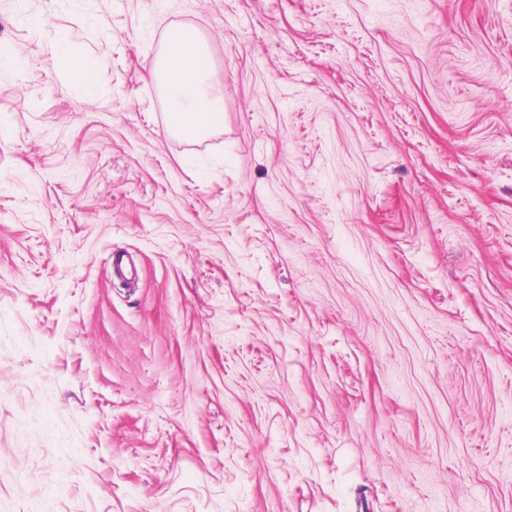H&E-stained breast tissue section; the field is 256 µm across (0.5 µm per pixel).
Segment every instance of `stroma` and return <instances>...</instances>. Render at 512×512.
<instances>
[{
	"instance_id": "1",
	"label": "stroma",
	"mask_w": 512,
	"mask_h": 512,
	"mask_svg": "<svg viewBox=\"0 0 512 512\" xmlns=\"http://www.w3.org/2000/svg\"><path fill=\"white\" fill-rule=\"evenodd\" d=\"M0 512H512V0H0ZM152 73L170 100L173 134L195 139L224 126V90L210 82L211 56L196 31L173 30L167 51L152 63Z\"/></svg>"
}]
</instances>
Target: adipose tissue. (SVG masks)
<instances>
[{"label": "adipose tissue", "mask_w": 512, "mask_h": 512, "mask_svg": "<svg viewBox=\"0 0 512 512\" xmlns=\"http://www.w3.org/2000/svg\"><path fill=\"white\" fill-rule=\"evenodd\" d=\"M152 73L170 100L173 134L195 139L223 127L224 92L211 82V56L196 31L173 30L167 51L152 63Z\"/></svg>", "instance_id": "1"}]
</instances>
